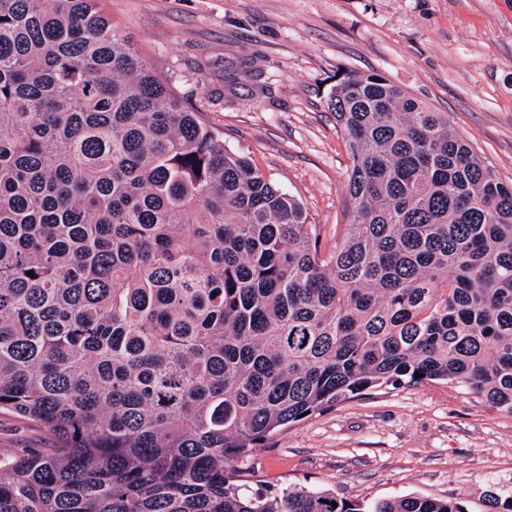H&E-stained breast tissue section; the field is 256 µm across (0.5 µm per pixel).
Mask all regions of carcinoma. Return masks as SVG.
Here are the masks:
<instances>
[{
	"label": "carcinoma",
	"instance_id": "cac0c4a2",
	"mask_svg": "<svg viewBox=\"0 0 512 512\" xmlns=\"http://www.w3.org/2000/svg\"><path fill=\"white\" fill-rule=\"evenodd\" d=\"M326 104L351 164L325 254L102 0H0V410L54 437L0 459V512H465L229 468L372 389L512 414V183L378 73Z\"/></svg>",
	"mask_w": 512,
	"mask_h": 512
}]
</instances>
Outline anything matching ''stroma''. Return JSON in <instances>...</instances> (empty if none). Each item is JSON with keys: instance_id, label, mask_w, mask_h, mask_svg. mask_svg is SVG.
Returning <instances> with one entry per match:
<instances>
[{"instance_id": "35a3bbf8", "label": "stroma", "mask_w": 512, "mask_h": 512, "mask_svg": "<svg viewBox=\"0 0 512 512\" xmlns=\"http://www.w3.org/2000/svg\"><path fill=\"white\" fill-rule=\"evenodd\" d=\"M184 104L303 206L330 250L347 222L350 164L326 105L337 73L376 72L446 113L512 182V0H105ZM0 412V458L45 448ZM252 489L325 490L370 503L453 498L487 512L512 497V415L440 383L370 391L238 459Z\"/></svg>"}]
</instances>
